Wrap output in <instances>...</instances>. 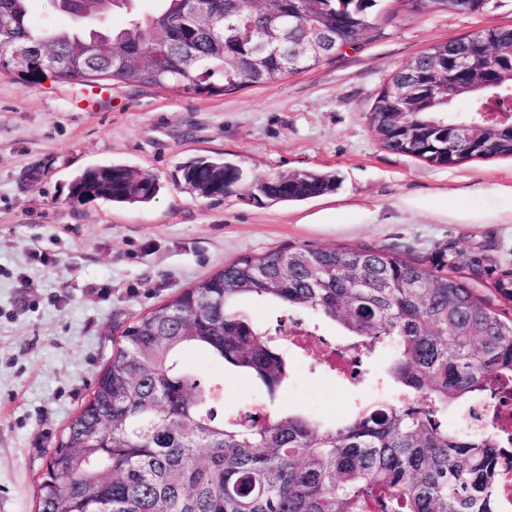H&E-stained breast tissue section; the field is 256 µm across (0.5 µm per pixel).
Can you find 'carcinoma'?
I'll return each mask as SVG.
<instances>
[{"mask_svg":"<svg viewBox=\"0 0 512 512\" xmlns=\"http://www.w3.org/2000/svg\"><path fill=\"white\" fill-rule=\"evenodd\" d=\"M30 0H0L8 31L0 36V73L8 72L13 42H39L55 56L50 78L91 86L146 85L178 94L228 93L308 71L336 49L358 45L377 29L380 0H288L279 19L289 43L317 19L334 36L316 57L292 54L252 62L247 25L255 0H235L233 26L210 23L185 0H156L144 14L138 0H74L75 25L38 29ZM123 25L109 24L112 10ZM458 10L457 0H417L413 11ZM508 38L497 48L501 68L512 66V29L488 26L469 38ZM167 53L155 63L127 58ZM438 43L409 66L438 89L414 95L399 112L376 97L370 127L387 150L450 167L481 148L512 158V127L482 121L485 110L512 115V101L485 98L490 72L472 86L470 103L450 110L442 90ZM17 77L43 78L31 59ZM240 180L238 166L200 157L182 167L183 187L218 200ZM336 174L305 170L256 178L250 190L265 199L299 202L336 190ZM161 185L123 164L84 170L70 184L74 204L103 200L138 206ZM444 274L427 261L385 248L288 246L242 254L126 327L89 399L71 420L38 481V512H499L500 461L508 457L494 428L448 430V408L485 403L497 382H512V317L479 293L473 279L490 278L512 302V270L485 261L448 260ZM295 317L312 313L333 323L370 357L388 353L382 395L354 403L334 423L271 413L254 424L226 412L220 385L204 384L179 364L201 349L260 382L269 400L288 383L279 340L242 311L246 299ZM204 449L197 454V449Z\"/></svg>","mask_w":512,"mask_h":512,"instance_id":"obj_1","label":"carcinoma"}]
</instances>
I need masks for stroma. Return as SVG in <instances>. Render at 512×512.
<instances>
[{"label": "stroma", "instance_id": "obj_1", "mask_svg": "<svg viewBox=\"0 0 512 512\" xmlns=\"http://www.w3.org/2000/svg\"><path fill=\"white\" fill-rule=\"evenodd\" d=\"M373 37L318 67L226 94L150 86L93 88L0 75V512H37L40 473L89 398L121 332L244 253L288 245L382 247L445 269L449 256L512 269V159L451 167L385 150L369 126L385 79L432 45L495 25L487 15L410 12L389 0ZM197 157L237 165L220 200L179 187ZM121 163L162 185L144 206L70 203L73 177ZM335 173L334 192L298 203L251 196L257 177ZM384 355L363 358L356 384L290 354L274 403L249 376L200 350L181 356L219 382L228 410L343 417L374 395Z\"/></svg>", "mask_w": 512, "mask_h": 512}]
</instances>
